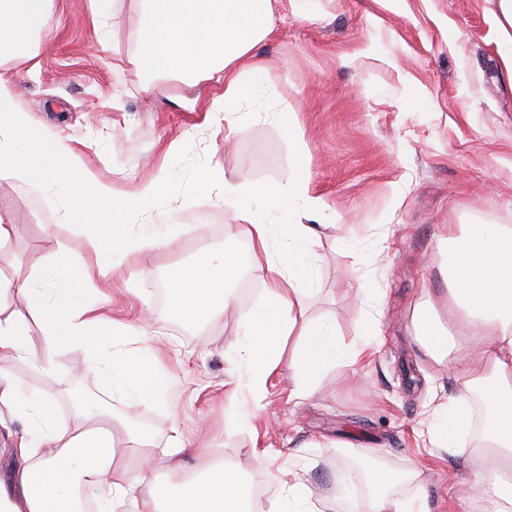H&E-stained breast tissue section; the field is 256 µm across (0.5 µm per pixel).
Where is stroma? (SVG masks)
<instances>
[{"mask_svg":"<svg viewBox=\"0 0 512 512\" xmlns=\"http://www.w3.org/2000/svg\"><path fill=\"white\" fill-rule=\"evenodd\" d=\"M305 11L307 20L286 19L258 46L268 62L265 99L229 133L205 121L206 102L220 87L200 83L176 105L141 91L134 69L113 74V61L134 50L144 25L131 0L108 18L102 40L88 0H53L38 32L39 70L17 76L27 111L87 147L89 160L122 192L163 164L181 178L211 161L237 179L274 181L292 168L308 174L327 206L310 314L334 321L347 345L371 328L381 332L369 361L328 373L326 394L291 397L292 382L282 375L269 382L261 408L228 399L225 353L263 285L244 273L223 317L171 319L166 267L223 247L237 224L229 209H209L203 224L182 210L172 216L186 227L180 244L156 252L152 271L133 262L115 275L107 305L119 320L152 309L149 343L171 380L168 403L106 404L151 433L158 475L177 431L191 445L187 458L200 448L224 457L264 504L284 476L301 477L322 495L347 469L415 470L436 512H448L453 497L468 493L479 461L421 437L433 407L456 395L458 384L420 353L411 316L425 288L440 315L448 313L438 247L444 225L512 226V85L501 68L498 0H307ZM291 127L301 130L307 156L290 154ZM0 211L20 226L0 250L8 276L34 275L73 240L49 195L26 183L0 180ZM361 280L374 295L358 296ZM58 361V372L34 386L52 396L64 423L72 392H99L85 375L82 350L63 348ZM245 410L254 413L253 429L236 425Z\"/></svg>","mask_w":512,"mask_h":512,"instance_id":"obj_1","label":"stroma"}]
</instances>
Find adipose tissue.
<instances>
[{"instance_id": "1", "label": "adipose tissue", "mask_w": 512, "mask_h": 512, "mask_svg": "<svg viewBox=\"0 0 512 512\" xmlns=\"http://www.w3.org/2000/svg\"><path fill=\"white\" fill-rule=\"evenodd\" d=\"M51 0H0V60L34 64L36 34L49 15ZM146 24L138 49L113 72L133 66L146 77L144 91L172 99L166 78L185 87L205 80L223 86L205 110L214 123L235 129L246 104L262 89L265 69L256 46L268 39L287 15H299L303 0H136ZM14 179L53 188L56 214L74 230L75 246L59 247L36 276L12 279L0 273V361H20L32 370H55L65 347L86 354V373L97 389L130 405L167 400L168 379L157 354L138 345L149 329L140 320L110 317L108 294L98 282L130 260L149 266L150 254L176 247L180 224L136 223L139 215L163 214L170 206L233 210L239 252L226 244L215 254L201 250L166 275L169 312L184 322L223 316L230 288L242 272L261 274L264 293L243 316L229 355L230 397L261 398L271 377L288 371L292 397L319 391L328 372L353 365L375 345V337L345 346L334 322L309 314L320 284L319 236L314 223L324 203L311 192L308 177L289 171L285 178L255 182L227 177L219 164L195 170L181 180L159 168L130 192L102 178L86 156L51 127L35 121L17 92L16 74L0 63V180ZM450 288L448 312L454 327L441 322L431 299L415 304V337L424 354L447 364L462 389L431 413L430 441L453 454L467 453L470 394L481 386L485 423L471 492L482 512H512V228L473 224L449 228L441 238ZM25 299L24 308L11 303ZM39 341H32V330ZM116 417L100 402L73 400L70 423L56 421L52 399L0 368V430L12 444L8 477H0V512H82L81 501L97 512H433L425 490L396 497L370 479L366 503L353 493L354 472L337 476L330 495L315 496L302 480L281 483L278 496L259 508L253 484L223 459L203 469H186V444L169 438L162 484L148 478L153 467L151 435L126 425L125 447L139 449L137 465L116 448Z\"/></svg>"}]
</instances>
